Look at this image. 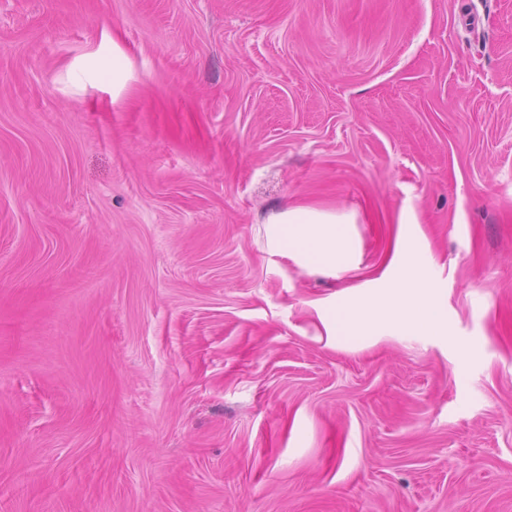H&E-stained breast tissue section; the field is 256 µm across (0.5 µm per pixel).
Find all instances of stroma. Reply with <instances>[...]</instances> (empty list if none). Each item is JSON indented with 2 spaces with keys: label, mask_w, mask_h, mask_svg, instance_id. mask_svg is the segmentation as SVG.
I'll return each instance as SVG.
<instances>
[{
  "label": "stroma",
  "mask_w": 512,
  "mask_h": 512,
  "mask_svg": "<svg viewBox=\"0 0 512 512\" xmlns=\"http://www.w3.org/2000/svg\"><path fill=\"white\" fill-rule=\"evenodd\" d=\"M0 512H512V0H0ZM267 224L275 247L308 271L335 275L360 264L350 216L301 205L273 214ZM398 248L402 261L383 289L349 295L329 332L356 345L375 336L428 334L457 347L444 301L435 283L419 271V247L400 240Z\"/></svg>",
  "instance_id": "stroma-1"
}]
</instances>
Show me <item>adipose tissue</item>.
Here are the masks:
<instances>
[{
    "label": "adipose tissue",
    "mask_w": 512,
    "mask_h": 512,
    "mask_svg": "<svg viewBox=\"0 0 512 512\" xmlns=\"http://www.w3.org/2000/svg\"><path fill=\"white\" fill-rule=\"evenodd\" d=\"M269 222L275 247L306 270L335 275L360 264L350 216L301 205L273 214ZM398 248L402 261L396 273L381 290L349 295L336 312L331 333L356 345L376 336L428 334L457 346L444 301L419 270L418 246L402 240Z\"/></svg>",
    "instance_id": "adipose-tissue-1"
}]
</instances>
